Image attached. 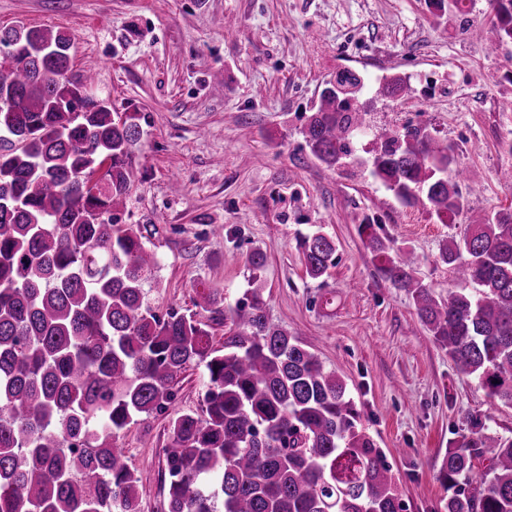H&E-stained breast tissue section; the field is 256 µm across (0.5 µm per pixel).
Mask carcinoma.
Instances as JSON below:
<instances>
[{
	"label": "carcinoma",
	"instance_id": "cac0c4a2",
	"mask_svg": "<svg viewBox=\"0 0 512 512\" xmlns=\"http://www.w3.org/2000/svg\"><path fill=\"white\" fill-rule=\"evenodd\" d=\"M490 2L493 31L512 38V0ZM1 45L14 58H0V512H140L150 490L114 442L174 403L194 361L208 380L201 411L169 423L165 512H402L345 384L268 321L260 289L233 307L211 289L185 312L150 305L155 257L119 215L136 180L139 113L112 110L68 76L61 31L1 27ZM364 89L354 73L325 89L304 131L311 154L342 167L371 133L370 175L400 206L467 213L452 145L421 126L371 131ZM359 235L448 357L512 407V211L439 248L436 261L472 293L435 295L412 253L371 223ZM299 248L313 279L335 264L336 242L320 229ZM226 324L217 349L211 329ZM441 478L447 512H512V435L462 437Z\"/></svg>",
	"mask_w": 512,
	"mask_h": 512
}]
</instances>
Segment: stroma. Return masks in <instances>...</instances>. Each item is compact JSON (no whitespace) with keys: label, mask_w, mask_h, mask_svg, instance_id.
<instances>
[{"label":"stroma","mask_w":512,"mask_h":512,"mask_svg":"<svg viewBox=\"0 0 512 512\" xmlns=\"http://www.w3.org/2000/svg\"><path fill=\"white\" fill-rule=\"evenodd\" d=\"M468 19L436 18L425 0H0V27L18 23L73 39V79L94 70L92 92L141 115L132 149L138 180L124 220L141 225L158 265L146 286L160 313L191 307L206 281L232 305L251 288L249 251L266 257L261 293L270 323L288 331L345 382L362 423L392 469L406 512H445L440 478L451 442L487 429L512 435V407L487 396L420 324L410 296L376 271L358 227L418 258L435 294L461 287L436 263L443 240L512 210V39L495 52L471 33L491 26L487 0ZM349 70L377 124H421L455 147L474 192L468 215L441 222L401 208L356 164L329 169L302 130L328 81ZM408 78L399 100L382 78ZM323 229L335 267L304 270L298 243ZM207 381L190 364L168 411L141 416L117 441L152 490L141 512H161L169 419L198 410Z\"/></svg>","instance_id":"stroma-1"}]
</instances>
